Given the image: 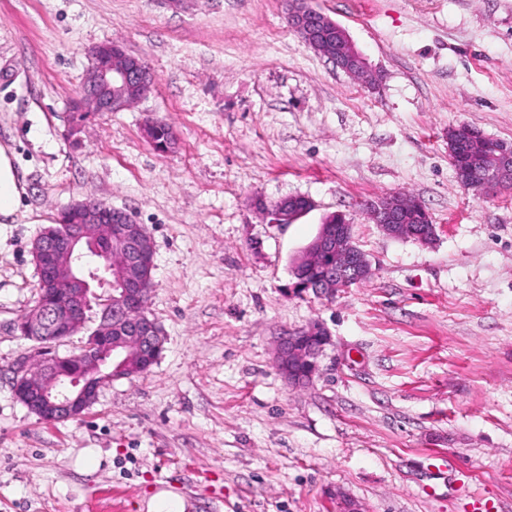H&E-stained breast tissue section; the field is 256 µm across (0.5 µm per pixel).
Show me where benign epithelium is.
I'll list each match as a JSON object with an SVG mask.
<instances>
[{"instance_id": "1", "label": "benign epithelium", "mask_w": 512, "mask_h": 512, "mask_svg": "<svg viewBox=\"0 0 512 512\" xmlns=\"http://www.w3.org/2000/svg\"><path fill=\"white\" fill-rule=\"evenodd\" d=\"M288 21L316 53L354 79H372L365 58L346 29L327 15L290 0ZM101 43L90 50L91 64L77 101L85 112H120L139 101L151 87L144 61L125 50ZM448 154L457 179L466 189H512V145L486 136L481 130L458 125L448 129ZM307 197H288L269 211L271 223L292 224L308 213ZM372 223L388 235L428 243L436 236L430 224L414 229L408 212H426L418 199L392 193L370 201ZM293 268L296 287L321 296H334L371 274V263L354 241L345 215L334 214ZM153 242L146 227L131 215L103 202L74 201L56 224L33 239L31 254L39 272L43 300L13 330L39 344L37 359L25 358L14 368L13 391L19 402L46 422L80 417L97 399L99 390L123 372L142 367L134 346L147 342L154 354L162 349V331L144 310L153 281ZM115 258L109 272L111 299L103 301L89 277L86 257ZM324 267L311 282L304 271ZM94 327H88L89 322ZM86 331L79 352L66 357L48 349ZM330 343L325 326L313 321L280 337L275 352L277 370L293 388L310 385L318 371V357Z\"/></svg>"}]
</instances>
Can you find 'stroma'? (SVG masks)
I'll return each mask as SVG.
<instances>
[{
	"label": "stroma",
	"instance_id": "35a3bbf8",
	"mask_svg": "<svg viewBox=\"0 0 512 512\" xmlns=\"http://www.w3.org/2000/svg\"><path fill=\"white\" fill-rule=\"evenodd\" d=\"M379 79H352L288 25L286 0H0V145L25 183L0 224V512H512V190L464 189L448 130L512 142V0H308ZM115 41L154 85L107 115L71 112L89 51ZM164 119V152L143 136ZM75 135H68L69 126ZM420 199L427 245L364 203ZM310 198L291 224L257 200ZM95 200L154 244L150 371L82 416L39 420L12 390L35 342L31 242ZM345 214L373 274L332 298L291 267ZM331 343L305 388L274 365L284 331Z\"/></svg>",
	"mask_w": 512,
	"mask_h": 512
}]
</instances>
